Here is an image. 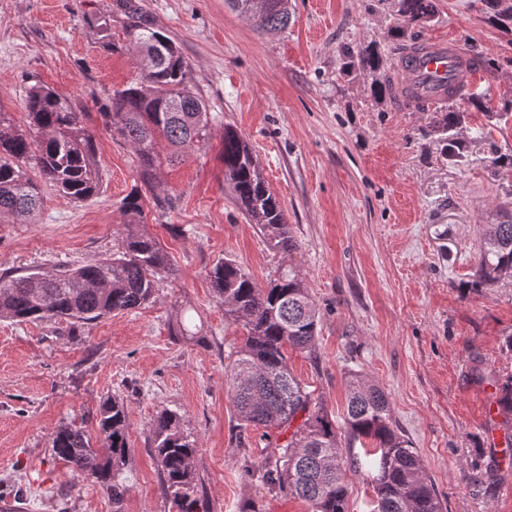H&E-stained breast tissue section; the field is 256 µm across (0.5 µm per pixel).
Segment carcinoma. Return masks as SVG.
<instances>
[{"mask_svg":"<svg viewBox=\"0 0 512 512\" xmlns=\"http://www.w3.org/2000/svg\"><path fill=\"white\" fill-rule=\"evenodd\" d=\"M261 31L288 27V0H266L260 15L249 13V0H226ZM131 22L127 38L132 45L149 46L156 61L141 81L112 90L108 111L101 113L105 127L127 142L139 159V179L122 199L127 217L119 248L111 255L53 275L0 274V314L19 322L56 318L84 325L115 312L135 310L154 297L158 283L176 279L177 269L168 253L142 224L146 195L154 191L156 171L163 164L181 161L183 153L205 140L209 112L205 102L185 82L184 60L175 44L149 25L127 0ZM399 12L425 24L435 14L434 0H398ZM343 69L367 71L370 90L377 99H397L393 67L374 48H347ZM180 102V110L170 105ZM478 93L447 89L448 107L432 113L431 127L440 135L445 151L462 154L453 131L466 123L469 108L481 107ZM27 129L16 126L0 111V218L34 224L42 206L38 185L28 168L38 170L40 181L74 200L95 194L101 175L96 165L97 137L85 124V113L73 109L55 91L35 84L26 96ZM173 148L157 152L158 137ZM224 175L235 201L256 225L268 248L292 257L299 245L284 212L262 176L246 139L233 128L224 129ZM512 276V222L488 224L480 240L476 278L491 284ZM208 276L214 292L224 300V319L246 332L226 372L227 393L237 411L238 444L243 448L245 474L269 495H289L307 503L310 512H348V483L341 433L349 439H370L374 448L364 457L350 458V468L366 471L372 487V512H443L433 482L412 442L393 419L389 395L375 382L355 374L348 383L344 431L337 430L327 412L288 368L287 348L315 353L320 312L308 291L305 276L288 264L276 279L262 287L226 259L214 264ZM494 400L507 431L505 447L512 448V376L494 383ZM251 428L288 434L277 453L260 462L251 459ZM100 447L85 431L62 425L50 435L55 458L65 462L74 476L90 480L112 496L113 512L129 491L127 468L129 421L124 403L103 402L97 419ZM151 448L160 465L163 489L177 512H207L197 497L193 459L195 441L185 434L182 416L159 412L152 423Z\"/></svg>","mask_w":512,"mask_h":512,"instance_id":"obj_1","label":"carcinoma"}]
</instances>
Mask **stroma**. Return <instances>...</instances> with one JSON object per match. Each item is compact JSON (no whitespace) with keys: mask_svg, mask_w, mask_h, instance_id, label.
<instances>
[{"mask_svg":"<svg viewBox=\"0 0 512 512\" xmlns=\"http://www.w3.org/2000/svg\"><path fill=\"white\" fill-rule=\"evenodd\" d=\"M145 19L179 48L187 84L210 112L208 137L157 173L160 204L147 230L178 277L151 303L72 330L68 322L0 316V505L12 512H112L98 485L73 478L49 436L73 422L96 431L109 398L130 424V490L121 512H176L161 491L150 446L161 410L180 413L199 451L193 467L207 512H307L294 498L258 494L244 476L225 367L244 337L224 320L208 271L233 259L259 285L284 262L238 208L224 177V129L248 140L299 244L295 257L320 310L316 352L288 365L335 422L348 381L361 374L388 393L443 512H512V460L488 406L493 381L512 375V277L475 282L484 225L512 218V30L493 24L486 0H435L419 25L397 0H291L287 29L262 34L224 0H137ZM116 0H0V110L26 120L39 84L63 95L98 135L100 188L76 202L44 187L36 223L0 219V272L55 274L108 256L122 240L121 199L138 182L137 156L101 114L114 89L143 72ZM455 39L496 61L485 99L447 156L427 112H402L370 94V76L343 74L344 47L396 58L392 27ZM198 335L173 328L182 308Z\"/></svg>","mask_w":512,"mask_h":512,"instance_id":"stroma-1","label":"stroma"}]
</instances>
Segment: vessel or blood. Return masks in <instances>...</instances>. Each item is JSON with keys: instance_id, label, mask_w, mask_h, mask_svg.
Wrapping results in <instances>:
<instances>
[{"instance_id": "vessel-or-blood-1", "label": "vessel or blood", "mask_w": 512, "mask_h": 512, "mask_svg": "<svg viewBox=\"0 0 512 512\" xmlns=\"http://www.w3.org/2000/svg\"><path fill=\"white\" fill-rule=\"evenodd\" d=\"M464 48L450 39H426L420 49H409L398 57L395 67L408 82L415 85L425 106L443 102L444 88L451 85L463 91L479 85V69L460 64Z\"/></svg>"}]
</instances>
